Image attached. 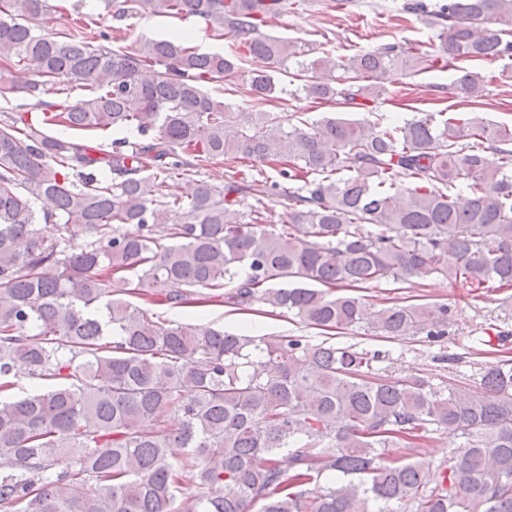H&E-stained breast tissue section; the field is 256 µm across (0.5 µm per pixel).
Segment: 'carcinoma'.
<instances>
[{
  "label": "carcinoma",
  "mask_w": 512,
  "mask_h": 512,
  "mask_svg": "<svg viewBox=\"0 0 512 512\" xmlns=\"http://www.w3.org/2000/svg\"><path fill=\"white\" fill-rule=\"evenodd\" d=\"M108 3L117 21L196 17L279 72L296 68L292 94L324 104L364 109L390 72L418 60L389 43L306 62L295 42L260 32L287 0ZM48 8L0 0V98L62 94L65 83L85 91L41 101L39 117L0 114V512H176L191 488L181 512H512V359L483 371L480 392L440 387L379 377V351L256 339L133 302L150 289L157 305L205 306L235 281L232 304L260 302L311 328L366 322L386 338H439L448 306L368 309L349 291L433 274L512 287V126L441 112L286 129L263 110L285 92L268 71L246 77L255 112H229L206 89L241 73L240 52L203 53L181 35L116 50L89 15L40 32L33 21ZM408 9L431 17L445 68L512 58V0ZM459 71L458 91L479 104L488 80ZM56 125L72 135L49 134ZM108 130L124 136L94 153L85 133ZM203 158L248 163L256 177L162 194ZM461 185L464 207L452 198ZM247 194L255 204L243 212ZM273 198L288 201V223H270ZM41 220L57 224L55 238ZM116 277L124 287L112 288ZM170 283L183 290L166 292ZM23 378L44 388L13 394ZM441 430L464 442L429 488L421 454L388 449L420 448ZM328 472L338 481L314 487Z\"/></svg>",
  "instance_id": "carcinoma-1"
}]
</instances>
